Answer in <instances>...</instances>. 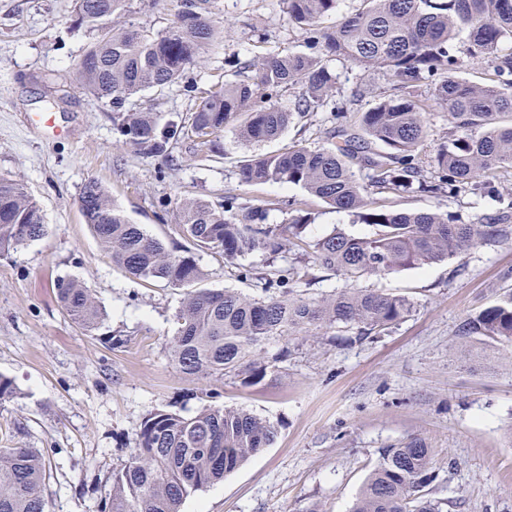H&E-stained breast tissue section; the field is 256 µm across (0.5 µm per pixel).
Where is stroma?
I'll return each instance as SVG.
<instances>
[{"label": "stroma", "instance_id": "stroma-1", "mask_svg": "<svg viewBox=\"0 0 512 512\" xmlns=\"http://www.w3.org/2000/svg\"><path fill=\"white\" fill-rule=\"evenodd\" d=\"M73 0H0V176L21 182L41 207L46 234L0 253V376L12 395L0 399V448H41L50 458L49 512H102L112 471L136 446L146 416L167 408L189 416L216 403L272 423L277 437L223 481L188 496L181 512H349L383 448L411 437L432 450L429 499L441 512H512V353L457 330L468 317L512 297V236L448 260L358 280L414 301L412 313L372 342L347 332L268 342L269 358L287 351L258 384L236 375L190 378L167 350L183 291L144 281L113 266L77 200L99 181L137 224L166 244L183 243L175 221L186 198L232 196L262 206L272 199L306 201L304 230L314 240L336 231L364 236L371 228L336 212L298 185H244L242 160L293 146H332V107L356 87L371 86L362 108L389 88L390 74L345 59L332 61L339 91L331 106L292 123L277 140L253 144L230 122L220 151L204 159L187 140L169 156L145 157L120 145L110 105L81 89L73 65L92 40L72 25ZM226 26L220 50H203L186 80L205 88L234 78L243 62L265 53L300 52V31L285 0H219ZM427 106V135L418 150L431 167L451 130L433 86L411 91ZM137 108L162 122L189 120L194 99L179 86L139 95ZM400 211L448 213L461 222L512 209V180L496 199L410 193L386 195ZM210 289L262 296L260 276L304 264L296 252L270 257L257 249L240 264L210 252L196 255ZM80 281L103 309L86 332L62 310L55 284Z\"/></svg>", "mask_w": 512, "mask_h": 512}]
</instances>
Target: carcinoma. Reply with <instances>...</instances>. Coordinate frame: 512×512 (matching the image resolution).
<instances>
[{"label": "carcinoma", "mask_w": 512, "mask_h": 512, "mask_svg": "<svg viewBox=\"0 0 512 512\" xmlns=\"http://www.w3.org/2000/svg\"><path fill=\"white\" fill-rule=\"evenodd\" d=\"M133 0H74L76 23L94 33L73 70L81 88L110 105L122 143L146 157L168 155L170 141L188 139L197 150L218 151L215 138L241 117L240 136L262 143L281 136L296 118L329 102L336 74L328 61L350 60L384 69L396 80L391 93L358 113L357 126L340 129L342 144L332 148L291 147L277 154H255L239 166L243 184L268 181L302 186L338 212H351L370 234L334 232L306 244L312 266L349 281L442 262L479 244L512 235V216L463 224L438 212H399L368 197L352 166L370 167L371 186L391 193H454L469 188L488 196L512 177V54L496 57L512 42V0H362L363 7L332 26L338 0H286L288 15L310 52L267 54L244 63V78L202 89L183 85L196 101L188 124L159 125L156 112L134 111L127 103L143 91L182 81L198 62L200 50L217 47L224 28L216 0H180L166 31L153 34L129 21ZM468 32L469 57L497 58L494 78L475 83L457 76L463 60L452 54L461 31ZM435 85L436 100L454 133L434 159L427 179L417 151L426 125L420 105L401 94L419 83ZM305 88L295 111L275 104L280 93ZM382 145L387 152L378 153ZM79 208L112 264L145 280L185 289L177 330L169 346L174 365L188 376L244 375L262 380L279 358L265 361L257 352L268 341L299 335L311 326L354 331L359 341L382 335L407 317L413 303L375 289L344 288L321 299H255L233 289H201L206 277L192 249L171 250L140 224L129 220L98 182H86ZM270 209L285 210L288 220L266 223ZM298 200L250 207L230 198L222 202H183L178 223L193 249L235 262L250 251L272 255L290 249L310 223ZM46 225L37 201L26 188L0 178V252L42 237ZM298 269L264 278L262 290L288 289ZM301 274L307 277L309 271ZM57 296L67 315L91 332L104 312L88 289L62 280ZM463 341L480 337L512 349V300L466 319ZM277 435L269 421L240 409L208 406L192 416L156 409L141 425L136 447L112 473L104 512H180L192 493L220 482L249 458L270 446ZM47 456L38 448H0V512H48L44 485ZM433 480L431 448L422 438L383 448L350 512H440L423 497Z\"/></svg>", "instance_id": "carcinoma-1"}]
</instances>
